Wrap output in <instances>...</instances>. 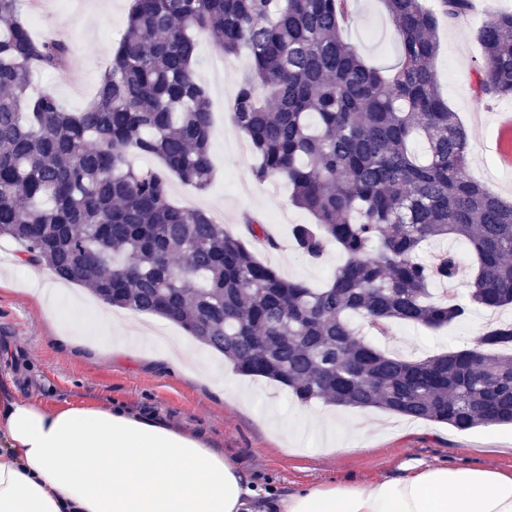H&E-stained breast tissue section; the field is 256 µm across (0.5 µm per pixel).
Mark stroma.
<instances>
[{
    "label": "stroma",
    "mask_w": 512,
    "mask_h": 512,
    "mask_svg": "<svg viewBox=\"0 0 512 512\" xmlns=\"http://www.w3.org/2000/svg\"><path fill=\"white\" fill-rule=\"evenodd\" d=\"M510 11L512 0H473L467 14L441 19L433 71L449 107L468 131L470 175L512 200V132L500 120L502 113H512V99L479 101L473 94V72L482 62L477 38L481 20ZM127 12V0H35L30 14L35 32L68 41L73 52L64 73L35 76L32 94L49 90L68 109L83 108L125 30ZM342 35L360 47L368 64L388 70L398 61L399 46L383 0H357ZM198 53L197 76L212 104L214 175L203 191L170 176L172 202L220 216L225 228L244 240L249 237L246 217H271L270 231L280 246H254L256 257L284 277L325 284L343 262V253L332 248L322 261L311 262L296 251L291 228L310 223V215L290 202L286 182L255 180L257 157L231 122L230 106L248 66L247 56L221 58L205 35L198 38ZM447 250L459 258L456 292L469 307L466 318L439 330L394 324L391 335L376 339L379 349L418 360L474 347L488 325L512 322L510 305L492 311L470 304L468 283L474 265L467 245L454 239L432 241L421 256L429 262ZM52 287L88 311L100 308L81 287L55 282L47 268L19 263L14 244H0V371H12L19 397H35L50 406L95 403L154 413L177 428L203 434L259 488L280 497L312 484L401 478L411 461L512 475L511 426L461 432L376 410L320 404L302 408L283 386L245 376L238 377V397L233 400L218 391L213 378L214 370L224 366L220 354L197 347L194 372H174L162 344L140 339L142 326L153 320L149 314L136 315L135 328L125 329L127 345L107 349L78 324L46 317L42 306ZM339 443L345 444V452L333 454Z\"/></svg>",
    "instance_id": "1"
}]
</instances>
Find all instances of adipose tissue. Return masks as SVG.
Segmentation results:
<instances>
[{
    "instance_id": "ef3b65f1",
    "label": "adipose tissue",
    "mask_w": 512,
    "mask_h": 512,
    "mask_svg": "<svg viewBox=\"0 0 512 512\" xmlns=\"http://www.w3.org/2000/svg\"><path fill=\"white\" fill-rule=\"evenodd\" d=\"M410 469L276 499L202 434L120 407H49L18 397L12 374H0V512H512V476Z\"/></svg>"
}]
</instances>
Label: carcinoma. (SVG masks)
<instances>
[{
    "label": "carcinoma",
    "mask_w": 512,
    "mask_h": 512,
    "mask_svg": "<svg viewBox=\"0 0 512 512\" xmlns=\"http://www.w3.org/2000/svg\"><path fill=\"white\" fill-rule=\"evenodd\" d=\"M351 2L130 0L92 101L71 111L48 90L30 93L36 74L66 70L71 44L31 32L32 0H0V239L113 308L183 327L302 404L458 431L512 425V323L486 328L474 348L410 361L352 322L386 336L396 322L462 319L457 255L420 257L445 237L474 256L470 302L512 304V202L470 177L468 133L431 69L439 15L454 18L470 0H439L438 11L385 0L400 53L390 77L341 36ZM200 34L226 56H249L232 120L259 158L255 179L287 180L313 216L292 229L298 252L313 261L330 245L343 253L322 288L282 278L211 214L170 201L169 172L200 191L211 182ZM478 38L477 99L512 97V13L492 16ZM247 225L254 241L278 247L264 221Z\"/></svg>",
    "instance_id": "obj_1"
}]
</instances>
